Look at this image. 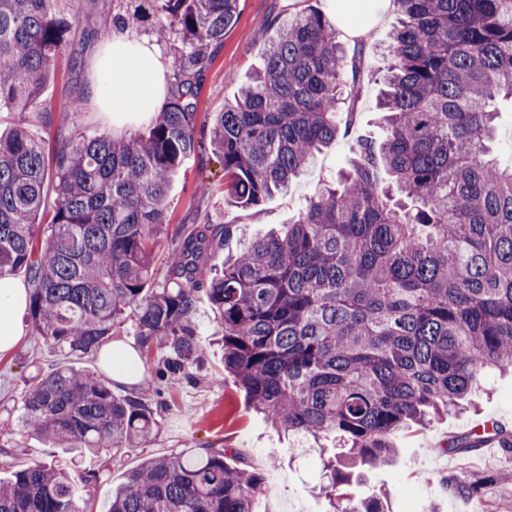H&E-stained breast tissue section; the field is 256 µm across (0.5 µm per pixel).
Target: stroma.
<instances>
[{"mask_svg":"<svg viewBox=\"0 0 512 512\" xmlns=\"http://www.w3.org/2000/svg\"><path fill=\"white\" fill-rule=\"evenodd\" d=\"M61 5L69 11L96 15L98 25L71 30L57 75L46 84L42 96L43 110L54 112L88 86L92 58L112 32V0H61ZM313 5L326 9L327 0H240L238 21L225 33L204 77L197 103L200 118L223 109L240 83L261 66L278 21ZM354 145V137L338 139L286 191L249 209L225 201L218 163L193 159L170 186L172 222L238 224V231L215 249L210 260L212 272H220L225 257L237 253L244 239L295 218L316 187L346 166ZM204 179L210 182L209 194L205 200L193 202L194 190ZM194 320L200 356L192 368L193 383L180 384L167 394V406L158 412V426L148 447L108 450L95 459L103 476L87 498L88 512H108L113 490L144 457L206 446L232 448L236 461L263 471L265 489L255 502V512H329V499L319 484L321 459L330 440L304 442L275 431L252 408L235 381L225 377L224 350L216 341L219 326L207 300H199ZM62 362L57 350L28 330L16 350L0 359V478L54 460L72 464L65 449L53 447L18 423L21 397L33 376L49 373ZM479 426L512 431V373L486 371L461 410L400 430L393 460L383 466L362 467L359 479L351 485L352 492L363 497L385 496L389 512H491L498 503L512 502V449L498 444L489 450L458 453L449 448L456 437Z\"/></svg>","mask_w":512,"mask_h":512,"instance_id":"obj_1","label":"stroma"}]
</instances>
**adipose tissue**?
I'll return each instance as SVG.
<instances>
[{
    "instance_id": "obj_1",
    "label": "adipose tissue",
    "mask_w": 512,
    "mask_h": 512,
    "mask_svg": "<svg viewBox=\"0 0 512 512\" xmlns=\"http://www.w3.org/2000/svg\"><path fill=\"white\" fill-rule=\"evenodd\" d=\"M165 69L154 50L127 36L109 37L96 54L90 79L93 104L108 114L150 116L161 104ZM24 283L0 278V358L13 352L23 336L21 317L28 307Z\"/></svg>"
}]
</instances>
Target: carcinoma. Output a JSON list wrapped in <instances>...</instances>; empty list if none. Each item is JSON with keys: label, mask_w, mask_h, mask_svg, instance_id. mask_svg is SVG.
I'll return each instance as SVG.
<instances>
[{"label": "carcinoma", "mask_w": 512, "mask_h": 512, "mask_svg": "<svg viewBox=\"0 0 512 512\" xmlns=\"http://www.w3.org/2000/svg\"><path fill=\"white\" fill-rule=\"evenodd\" d=\"M56 2L0 0V113L33 111L71 26L93 25ZM115 2L117 30L149 25L169 44V96L142 134H70L52 153L22 119L0 135V277L26 272L32 333L69 358L100 355L132 313L150 369L140 392L69 364L38 374L22 427L89 457L147 447L165 392L191 379L203 297L224 372L254 409L284 433L341 441L323 461L333 492L353 468L389 463L394 433L459 408L481 372L512 368V164L491 154L496 103L512 102V0H391L398 24L374 77L386 138L358 140L296 220L247 242L218 274L208 251L232 225H176L160 283L167 189L184 164L211 152L224 199L259 205L349 132L341 108L362 91V56H348L324 12L294 15L199 128L204 75L239 0ZM490 432L512 447L496 427L450 448L474 451ZM226 458L225 448L148 457L110 512H254L262 475ZM100 479L56 462L23 469L0 480V512H85ZM329 501L332 512H386L379 496Z\"/></svg>", "instance_id": "carcinoma-1"}]
</instances>
